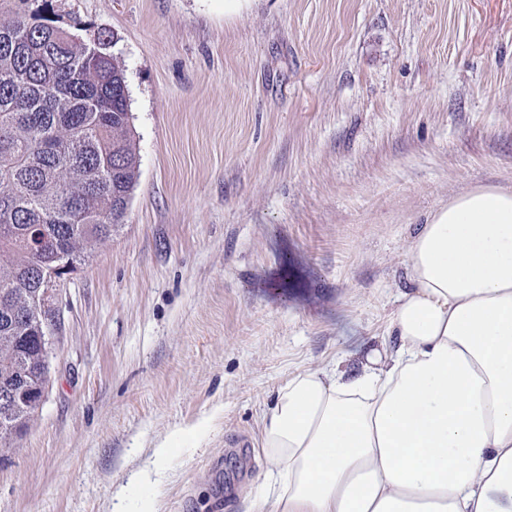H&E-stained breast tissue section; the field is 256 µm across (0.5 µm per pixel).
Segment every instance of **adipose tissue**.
<instances>
[{
  "mask_svg": "<svg viewBox=\"0 0 512 512\" xmlns=\"http://www.w3.org/2000/svg\"><path fill=\"white\" fill-rule=\"evenodd\" d=\"M406 267L390 342L277 389L249 512H512V188L452 197Z\"/></svg>",
  "mask_w": 512,
  "mask_h": 512,
  "instance_id": "adipose-tissue-1",
  "label": "adipose tissue"
}]
</instances>
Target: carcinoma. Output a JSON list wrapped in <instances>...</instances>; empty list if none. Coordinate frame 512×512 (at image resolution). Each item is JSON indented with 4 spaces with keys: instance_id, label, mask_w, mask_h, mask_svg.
Wrapping results in <instances>:
<instances>
[{
    "instance_id": "1",
    "label": "carcinoma",
    "mask_w": 512,
    "mask_h": 512,
    "mask_svg": "<svg viewBox=\"0 0 512 512\" xmlns=\"http://www.w3.org/2000/svg\"><path fill=\"white\" fill-rule=\"evenodd\" d=\"M107 35L57 25L52 0L0 24V441L41 404L43 272L112 241L139 174L124 70Z\"/></svg>"
}]
</instances>
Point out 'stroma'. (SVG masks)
I'll list each match as a JSON object with an SVG mask.
<instances>
[{
	"mask_svg": "<svg viewBox=\"0 0 512 512\" xmlns=\"http://www.w3.org/2000/svg\"><path fill=\"white\" fill-rule=\"evenodd\" d=\"M55 6L114 40L139 177L51 292L47 394L0 448V512H248L277 387L380 345L417 227L512 187V0Z\"/></svg>",
	"mask_w": 512,
	"mask_h": 512,
	"instance_id": "obj_1",
	"label": "stroma"
}]
</instances>
